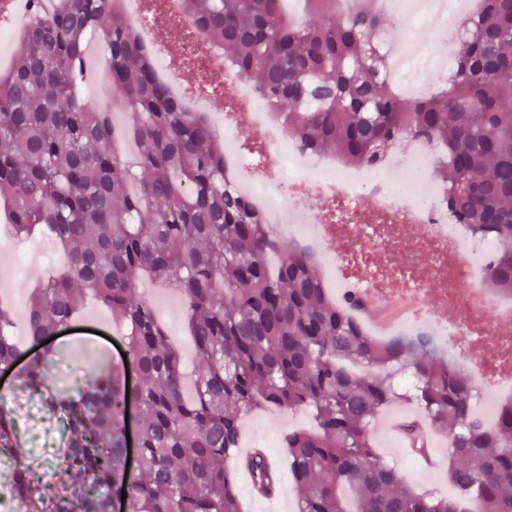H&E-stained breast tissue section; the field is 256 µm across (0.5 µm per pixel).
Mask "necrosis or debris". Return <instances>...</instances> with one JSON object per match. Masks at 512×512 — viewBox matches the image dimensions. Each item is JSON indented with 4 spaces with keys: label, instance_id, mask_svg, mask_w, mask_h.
<instances>
[{
    "label": "necrosis or debris",
    "instance_id": "4bbe7bcc",
    "mask_svg": "<svg viewBox=\"0 0 512 512\" xmlns=\"http://www.w3.org/2000/svg\"><path fill=\"white\" fill-rule=\"evenodd\" d=\"M478 0H391L396 35L377 34L386 60L385 76L396 78L411 99L425 95L419 71L431 80L446 76L454 61L451 49L463 20ZM434 31L424 53L403 51L411 36ZM198 47L207 66H222L224 81L241 109L208 111L209 120L224 126V139L235 143L242 128L259 127L267 149L261 156H234L230 164L248 172L244 186L251 204L276 224L312 226L321 244L341 242L336 255V287L360 288L364 295L417 298L418 304L403 327L407 335H433L436 349L450 365L469 371L476 385L474 403L482 416L494 417L485 404L489 391L512 393V336L501 333V322L512 320V299L487 295V266L496 250L494 238L476 240L448 212V195L433 181L436 148L419 139L406 140L377 166L348 171L332 167L322 156L302 151L287 139L268 102L235 67L222 50L206 41ZM375 201L365 209V197ZM327 198L329 212L320 213L307 198ZM424 253V265L411 262ZM452 310V320L433 319L428 295Z\"/></svg>",
    "mask_w": 512,
    "mask_h": 512
}]
</instances>
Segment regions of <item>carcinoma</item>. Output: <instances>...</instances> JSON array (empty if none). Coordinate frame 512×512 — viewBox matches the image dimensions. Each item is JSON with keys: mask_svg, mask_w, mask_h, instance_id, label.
Masks as SVG:
<instances>
[{"mask_svg": "<svg viewBox=\"0 0 512 512\" xmlns=\"http://www.w3.org/2000/svg\"><path fill=\"white\" fill-rule=\"evenodd\" d=\"M32 20L0 74V199L11 200L15 235L47 232L66 256L25 313L36 345L74 321L87 294L125 328L140 381L130 392L110 369L91 372L77 394L49 390L45 360L33 357L20 389L42 398L66 431L43 485L16 477L25 512H242L231 468L273 498L281 475L261 448L240 455L242 421L265 407L309 410L315 429L284 437L296 512H512V401L489 427L473 384L448 366L427 337L380 341L350 316L361 300L326 298L313 256L282 242L224 169L216 129L171 97L148 48L118 0H29ZM278 0H184L205 33L268 101L285 130L311 154L333 150L377 164L395 142L422 138L443 149L434 175L448 211L472 235L492 236L488 287L512 295V0H481L464 23L453 73L435 92L399 97L382 74L373 40L389 23L352 0H307L291 21ZM109 54L112 96L123 103L126 157L112 117L78 94L86 38ZM159 282L186 300L198 367L184 393L186 364L137 284ZM11 311L0 305V369L22 354ZM421 413L448 439V498L418 493L373 448L375 416L401 398L399 377ZM138 410L137 467L124 469V418ZM18 444L0 405V450Z\"/></svg>", "mask_w": 512, "mask_h": 512, "instance_id": "obj_1", "label": "carcinoma"}]
</instances>
